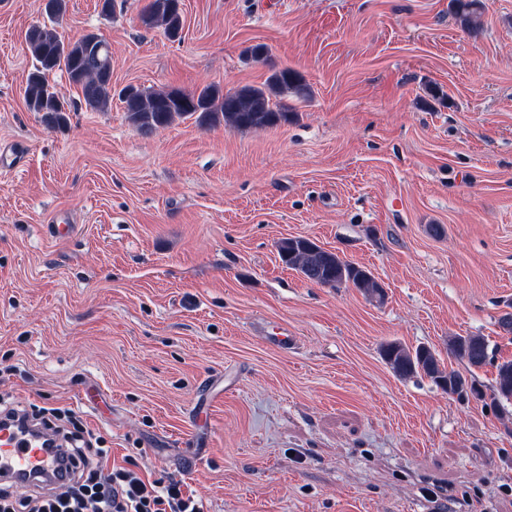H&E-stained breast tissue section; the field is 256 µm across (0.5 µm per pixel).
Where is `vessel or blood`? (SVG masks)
Wrapping results in <instances>:
<instances>
[{
	"instance_id": "b4317fda",
	"label": "vessel or blood",
	"mask_w": 512,
	"mask_h": 512,
	"mask_svg": "<svg viewBox=\"0 0 512 512\" xmlns=\"http://www.w3.org/2000/svg\"><path fill=\"white\" fill-rule=\"evenodd\" d=\"M64 463L58 440L47 428L21 415L0 418V480L31 484L42 478L57 484Z\"/></svg>"
}]
</instances>
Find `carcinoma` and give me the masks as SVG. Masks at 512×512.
<instances>
[{"instance_id":"cac0c4a2","label":"carcinoma","mask_w":512,"mask_h":512,"mask_svg":"<svg viewBox=\"0 0 512 512\" xmlns=\"http://www.w3.org/2000/svg\"><path fill=\"white\" fill-rule=\"evenodd\" d=\"M67 0H47L48 22L30 28L27 45L36 62L24 90L25 101L34 112L43 114L49 124L67 122L64 101L49 84L48 76L59 70L77 87L84 102L91 108L104 110L112 103V55L110 50H97L104 39L88 33L73 42L60 40L54 29L56 20L66 11ZM178 0H150L140 20L146 28L164 29L171 37L183 27ZM483 0H454L460 24L473 27L476 14L483 9ZM295 94L303 97L308 87L294 71L284 68L273 72L266 87H249L234 93H222L207 86L199 91L183 92L179 89H148L125 87L118 93L130 123L138 130L151 132L171 124L175 119L194 116L202 124L224 125L237 130L264 128L287 122L290 112L278 106L273 99ZM282 262L319 286L342 288L353 285L363 293L383 299V289L365 269L356 266L338 254L325 250L307 237L297 236L282 240L278 246ZM448 349L467 368H480L489 360L488 344L484 337L454 336ZM381 353L386 364L402 378L423 375L436 386L457 398L464 391L474 393V381L460 372L446 368L437 354L425 345L408 348L391 341L385 343ZM495 400L512 401V360L497 365Z\"/></svg>"}]
</instances>
